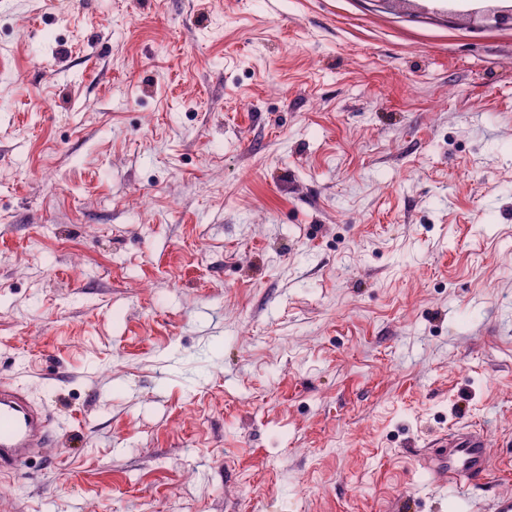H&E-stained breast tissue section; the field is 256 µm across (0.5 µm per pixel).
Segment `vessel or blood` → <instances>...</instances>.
Listing matches in <instances>:
<instances>
[{
  "label": "vessel or blood",
  "instance_id": "1",
  "mask_svg": "<svg viewBox=\"0 0 512 512\" xmlns=\"http://www.w3.org/2000/svg\"><path fill=\"white\" fill-rule=\"evenodd\" d=\"M50 411L12 381L0 378V476L15 473L55 439ZM444 454L426 458L425 467L445 470L448 485L459 488L491 478L494 469L483 429L448 434Z\"/></svg>",
  "mask_w": 512,
  "mask_h": 512
}]
</instances>
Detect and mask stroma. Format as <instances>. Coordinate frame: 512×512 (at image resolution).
I'll use <instances>...</instances> for the list:
<instances>
[{
  "mask_svg": "<svg viewBox=\"0 0 512 512\" xmlns=\"http://www.w3.org/2000/svg\"><path fill=\"white\" fill-rule=\"evenodd\" d=\"M510 8L0 0V377L57 434L0 512L512 493ZM438 448H448L447 453L424 459L425 468L444 469L448 487L458 489L483 479H490L494 469L482 428L448 433Z\"/></svg>",
  "mask_w": 512,
  "mask_h": 512,
  "instance_id": "1",
  "label": "stroma"
}]
</instances>
